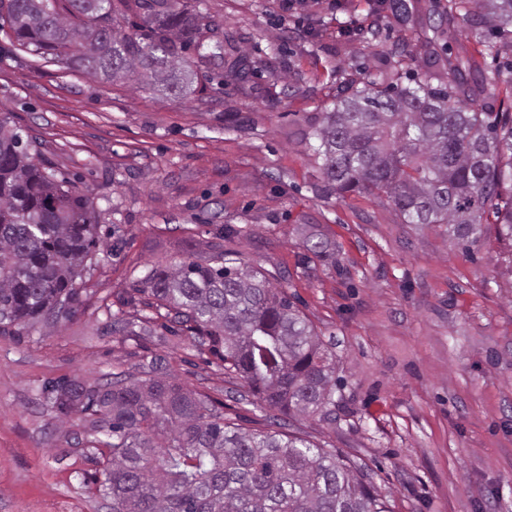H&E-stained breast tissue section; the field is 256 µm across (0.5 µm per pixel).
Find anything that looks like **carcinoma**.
Here are the masks:
<instances>
[{"mask_svg":"<svg viewBox=\"0 0 512 512\" xmlns=\"http://www.w3.org/2000/svg\"><path fill=\"white\" fill-rule=\"evenodd\" d=\"M202 0H0V20L16 43L46 63L102 81L137 74L159 91H190L192 66L243 82L252 72L234 36L206 20ZM398 21L421 25L436 41L461 11L469 37L489 55L512 28V0H448L434 16L391 0ZM132 23L133 33L121 22ZM404 51L374 52L394 80L340 85L333 109L313 131L325 188L385 198L404 224L445 227L465 249L484 237L512 241V68L481 83L470 58L447 59L448 81L401 76ZM499 102L486 111L484 101ZM40 142L0 116V333L21 336L36 321H69L76 279L100 244L90 198L57 178ZM304 247L333 265L332 244ZM174 314L224 370L259 402L313 416L333 404L336 361L313 325L261 270L246 264L183 260L149 270L134 288ZM117 374L96 388L64 381L49 400L61 417L100 415L112 450L101 494L112 512H388L355 463L294 431L248 432L208 399L163 372Z\"/></svg>","mask_w":512,"mask_h":512,"instance_id":"carcinoma-1","label":"carcinoma"}]
</instances>
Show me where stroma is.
<instances>
[{"mask_svg": "<svg viewBox=\"0 0 512 512\" xmlns=\"http://www.w3.org/2000/svg\"><path fill=\"white\" fill-rule=\"evenodd\" d=\"M373 0H205L255 68L245 82L216 71L188 96L137 76L103 82L42 64L0 32V114L29 128L42 156L90 198L100 246L63 325L0 334V512H112L98 491L110 450L97 418L58 417L44 387H88L162 358L250 432L279 422L364 468L390 512H512V245L487 236L463 250L442 228L402 223L386 199L326 192L311 132L333 107L348 64L384 80L362 56ZM468 25L438 44L392 28L406 71L467 49L476 75L497 61L468 43ZM231 238L219 239L224 227ZM327 238L336 263L307 252ZM284 286L336 357V410L288 416L245 398L243 381L166 311L133 288L153 266L218 251ZM148 320L150 334L113 330Z\"/></svg>", "mask_w": 512, "mask_h": 512, "instance_id": "stroma-1", "label": "stroma"}]
</instances>
